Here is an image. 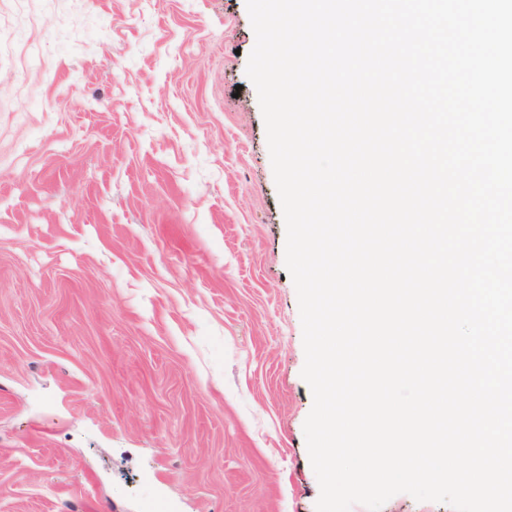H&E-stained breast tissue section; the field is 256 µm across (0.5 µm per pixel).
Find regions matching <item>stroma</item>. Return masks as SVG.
<instances>
[{
    "label": "stroma",
    "instance_id": "35a3bbf8",
    "mask_svg": "<svg viewBox=\"0 0 512 512\" xmlns=\"http://www.w3.org/2000/svg\"><path fill=\"white\" fill-rule=\"evenodd\" d=\"M246 0H0V512H315Z\"/></svg>",
    "mask_w": 512,
    "mask_h": 512
}]
</instances>
